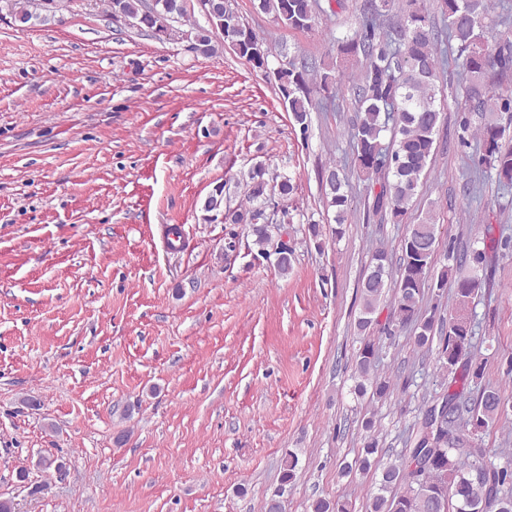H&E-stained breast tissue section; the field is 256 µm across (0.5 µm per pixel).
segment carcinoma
Returning <instances> with one entry per match:
<instances>
[{
    "mask_svg": "<svg viewBox=\"0 0 512 512\" xmlns=\"http://www.w3.org/2000/svg\"><path fill=\"white\" fill-rule=\"evenodd\" d=\"M172 2L108 0V8L112 17L161 31L164 25L184 17V10L171 8ZM395 5L396 0H362L358 4V22L352 34L336 39V75L323 74L317 62L306 60L275 72L283 101L288 103L293 121L305 133L308 114L314 108L312 95L326 94L342 85L344 75L362 65L351 85L355 115L349 125V137L358 175L379 185V191L365 197L363 206L382 222L405 225L406 231L397 265H392L384 250L372 256L361 282L362 310L357 326L364 332L373 325V315L386 296V289L391 287V322L417 324L415 345L422 349H430L434 335H439L437 358L441 368L454 372L456 389L421 412L413 448L380 469L377 493L370 499L368 512H481L483 501L490 497L497 499L498 512H512V464H495L487 459V449L475 442V433L505 412V402L494 389H483L471 402L464 396L468 379H477L483 373L482 364L470 349L472 327L466 311L482 288L477 271L485 253L474 247L459 249L451 242L443 255L445 264L440 272H435L434 210L414 217L409 214L421 176L435 153L441 120L436 96L442 63L437 56L439 34L435 13L420 0H406V6L398 11ZM259 8L295 30L312 29L322 12L318 0H259ZM439 10L449 39L454 42L452 50L462 60L460 89L468 112L481 119L474 128L470 117H461L458 144L471 147L470 137L477 133L479 144L469 159L498 184L510 186L512 126L487 118V113L512 112V97L495 94L492 86L493 77L512 73V43H487L485 19L489 0H440ZM11 12L14 21L31 22L28 0H12ZM187 35L193 50L203 55L218 49L217 37L222 35L224 44L248 62L255 59L253 48L263 42L240 17H226L222 13L211 16L208 27L194 26ZM387 129L392 139L385 144L382 132ZM265 175L261 166L250 174L248 202H264L275 192L282 197L292 192L288 178L272 183ZM347 186L346 176L339 175L335 167L329 170L326 195L330 197L329 205L336 208L338 236L350 208ZM223 205L224 194L220 190L208 197L204 209L224 213V221L230 224H250L261 215L259 207L241 206L225 211ZM452 271L457 274V306L448 316V327L437 330L435 316L423 315L421 303L425 289L441 290ZM378 358V346L369 337H363L356 361V397L370 393L383 400L391 393V382L375 373ZM438 423L445 428L443 434L452 429L458 435L448 439L432 457L427 451L429 434ZM472 460L485 467L480 483L472 481L467 472ZM311 508L312 512H349V503L319 498Z\"/></svg>",
    "mask_w": 512,
    "mask_h": 512,
    "instance_id": "obj_1",
    "label": "carcinoma"
}]
</instances>
